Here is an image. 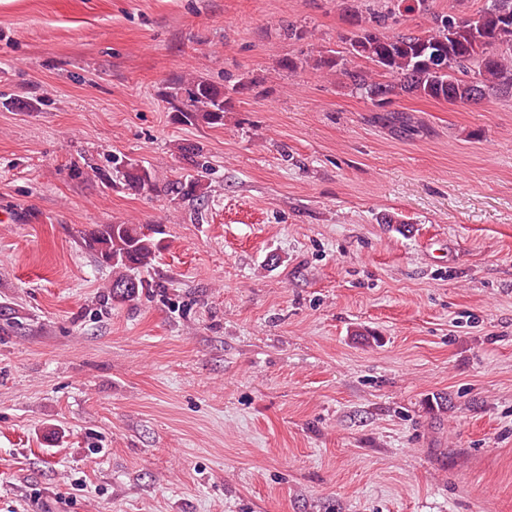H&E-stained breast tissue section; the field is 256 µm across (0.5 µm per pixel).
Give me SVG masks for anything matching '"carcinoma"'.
I'll return each mask as SVG.
<instances>
[{"instance_id": "cac0c4a2", "label": "carcinoma", "mask_w": 512, "mask_h": 512, "mask_svg": "<svg viewBox=\"0 0 512 512\" xmlns=\"http://www.w3.org/2000/svg\"><path fill=\"white\" fill-rule=\"evenodd\" d=\"M398 13L421 14L430 25L420 31L392 36L380 32L385 17H365L350 10L354 30L345 38L346 51L321 50L317 57H288L281 68L290 72L303 65L344 80L352 91L385 109L394 99L415 95L452 104L473 103L472 83L485 91L484 97L512 94V0H485L476 12L457 15L431 11L429 0H391ZM372 65L364 69L354 60ZM174 117L184 123L224 125V112L231 106L226 88L201 77L180 78L166 95ZM112 171L127 178L129 189L156 193L159 180L146 168H135L123 157L112 156ZM184 198L204 200L206 187L198 177L177 186ZM157 226L143 224H94L85 231L83 242L96 261L112 269L108 297L114 302H133L148 283L130 274L149 268L163 249Z\"/></svg>"}]
</instances>
